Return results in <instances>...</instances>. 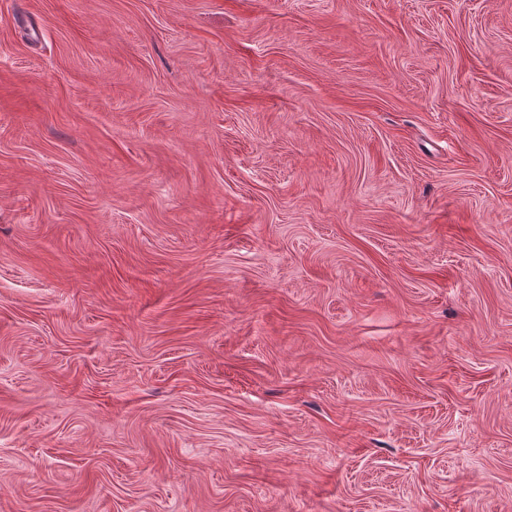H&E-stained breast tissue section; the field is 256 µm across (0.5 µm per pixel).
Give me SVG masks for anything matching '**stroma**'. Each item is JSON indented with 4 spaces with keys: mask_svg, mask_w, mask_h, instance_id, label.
<instances>
[{
    "mask_svg": "<svg viewBox=\"0 0 512 512\" xmlns=\"http://www.w3.org/2000/svg\"><path fill=\"white\" fill-rule=\"evenodd\" d=\"M0 512H512V0H0Z\"/></svg>",
    "mask_w": 512,
    "mask_h": 512,
    "instance_id": "obj_1",
    "label": "stroma"
}]
</instances>
